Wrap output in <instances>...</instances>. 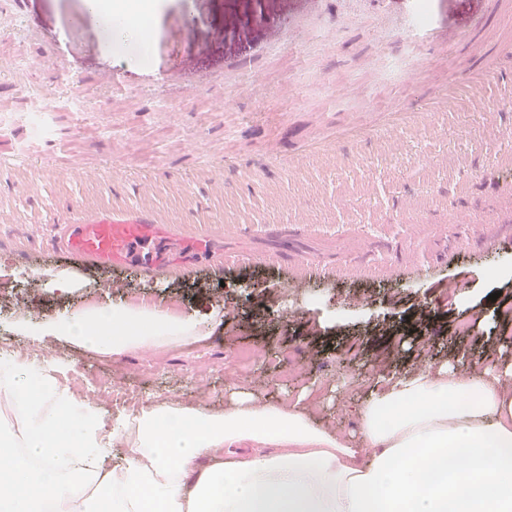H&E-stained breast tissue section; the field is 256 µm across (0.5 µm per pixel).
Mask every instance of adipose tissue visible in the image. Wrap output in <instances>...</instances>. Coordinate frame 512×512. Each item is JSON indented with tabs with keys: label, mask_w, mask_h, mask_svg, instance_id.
Here are the masks:
<instances>
[{
	"label": "adipose tissue",
	"mask_w": 512,
	"mask_h": 512,
	"mask_svg": "<svg viewBox=\"0 0 512 512\" xmlns=\"http://www.w3.org/2000/svg\"><path fill=\"white\" fill-rule=\"evenodd\" d=\"M14 330L112 355L201 333L134 302ZM0 402V512H512L511 369L432 365L378 380L357 409L356 445L301 401L259 404L243 391L220 412L161 401L110 428L50 372L8 357ZM116 443L125 455L103 468Z\"/></svg>",
	"instance_id": "ef3b65f1"
}]
</instances>
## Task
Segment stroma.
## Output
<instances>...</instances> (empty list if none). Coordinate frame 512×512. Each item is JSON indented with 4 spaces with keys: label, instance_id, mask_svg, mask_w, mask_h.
<instances>
[{
    "label": "stroma",
    "instance_id": "obj_1",
    "mask_svg": "<svg viewBox=\"0 0 512 512\" xmlns=\"http://www.w3.org/2000/svg\"><path fill=\"white\" fill-rule=\"evenodd\" d=\"M81 0H25L0 13V65L40 56L47 46L77 58L83 80L66 85L49 66L24 84L0 75V153H46L64 144L71 164H126L156 171L148 199L178 213L165 170L205 186L197 150L215 168L236 159L224 194L209 197L220 219L211 264L187 271L180 244L155 276L116 270L45 250L41 225L27 223L51 196L100 199L90 185L36 170L0 177V354L56 364L58 380L98 407L108 425L146 404L174 399L219 412L241 389L258 401L302 399L315 419L359 436L354 407L378 375L430 365H512V8L455 0L452 22L480 27L505 60L496 79L472 77L467 52L394 31L405 0H173L194 38L174 40L165 15L140 0L144 38L116 25L72 32ZM123 91L112 92V73ZM235 75L251 92L236 96ZM451 90L447 111L422 126L345 143L343 162L315 156L294 171L265 164L267 143L288 155L342 125L370 128L381 114L425 111L428 94ZM482 96L497 111H471ZM51 112L43 122V112ZM40 181L41 197L16 206L13 185ZM298 208L288 209V200ZM495 244L479 249L470 225ZM316 260L288 277L283 246ZM47 269L74 272L70 296L51 291ZM135 300L198 321L184 346L104 355L15 335L16 319L38 320L90 303ZM253 356L236 366L239 352ZM357 369L349 388L342 369ZM100 374L129 388L127 401L86 385Z\"/></svg>",
    "mask_w": 512,
    "mask_h": 512
}]
</instances>
